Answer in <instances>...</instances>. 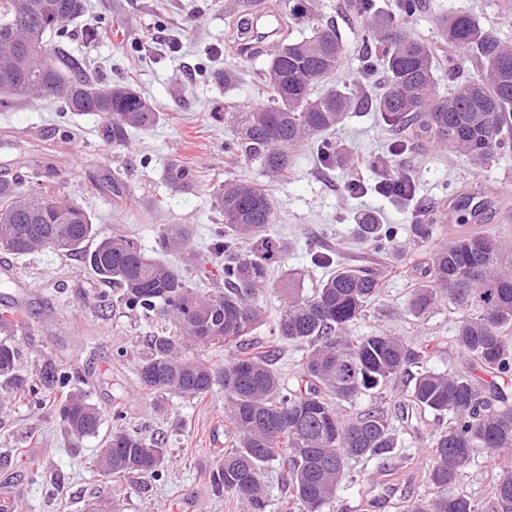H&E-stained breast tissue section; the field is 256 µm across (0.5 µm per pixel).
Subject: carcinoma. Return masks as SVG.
I'll return each instance as SVG.
<instances>
[{
  "label": "carcinoma",
  "instance_id": "1",
  "mask_svg": "<svg viewBox=\"0 0 512 512\" xmlns=\"http://www.w3.org/2000/svg\"><path fill=\"white\" fill-rule=\"evenodd\" d=\"M48 2L0 0V107L58 97L74 114H100L103 137L114 143L131 130L156 125L160 112L151 103L126 84L104 86L84 75L82 65L54 41L67 34L65 23L86 12V0H55L56 13L45 9ZM315 2L288 0V11L281 14L284 36L265 69L267 101L250 110L227 105L224 125L231 137L224 152L278 177L300 143L316 144L326 162L336 157L329 135L349 113L364 110L380 113L395 136V153L426 137L483 166L512 147V44L493 30L466 13L438 15L440 44L450 51L470 50L479 70L476 79H459L448 68L450 89L440 94L435 49L408 29L421 0H397L396 10L385 13L374 11V0H354V11L365 15L361 70L382 71L383 87L369 98L356 84L317 94L315 86L335 75L345 46ZM300 24L311 35L295 39L291 32ZM165 178L175 192L191 187L197 175L170 162ZM214 198L224 218L214 244L224 287L207 293L193 287L194 274L207 260L192 246L187 225H164L159 233L163 251L179 255L180 263L150 257L130 235L100 234L87 210L63 198L58 182L45 173L28 183L0 177V247L19 255L79 254L97 279L119 291L128 310L167 323L146 338L137 376L149 394L160 397L194 399L217 387L224 391V418L235 439L211 471L215 496L231 494L247 503L249 512H267L263 468L276 462L288 489L283 512H323L350 476L348 461L396 458L387 411L371 405L349 416L346 406L373 398L408 373L409 401L433 415L438 426L428 471L436 495L408 505L406 512H512V469L499 472L483 503L451 491L476 449L485 450L494 469L496 459L512 455V402L494 382L512 377V244L469 228L438 239L433 202L421 203L411 224L414 245L424 249V257L412 266L416 287L408 312L421 319L444 300L452 304L459 313L454 343L489 381L470 371L422 368L421 352L383 331L352 335L351 326L366 317L382 288L379 275L367 268L339 266L310 295L303 294L297 273H288L272 337L254 347L247 336L263 318L256 294L268 285L269 270L281 266L289 244L272 230L274 202L260 185L228 178ZM354 221L375 249H397L394 226L371 213ZM309 255L315 265L334 264L332 253L315 240ZM217 341L233 347L221 367L202 354ZM281 342L303 352L295 387L280 381ZM0 381L34 407L52 393H64L60 418L73 447L98 435L102 413L77 373L50 359L38 372L25 373L18 348L6 339L0 341ZM112 420L115 427L99 458L104 472L130 480L145 474L162 478L167 464L162 443L127 429L119 410Z\"/></svg>",
  "mask_w": 512,
  "mask_h": 512
}]
</instances>
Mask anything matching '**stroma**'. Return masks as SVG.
<instances>
[{"instance_id":"stroma-1","label":"stroma","mask_w":512,"mask_h":512,"mask_svg":"<svg viewBox=\"0 0 512 512\" xmlns=\"http://www.w3.org/2000/svg\"><path fill=\"white\" fill-rule=\"evenodd\" d=\"M242 6L243 0H88L85 14L67 25L68 52L101 82H130L157 106L159 122L112 144L100 137L98 114L75 115L56 101L27 100L0 110V173L25 179L35 164L52 167L62 191L88 209L102 232L133 236L152 257L160 254L158 231L165 224L189 225L196 249L210 251L222 222L212 191L224 179L265 186L276 210L273 230L290 250L256 297L265 321L250 334L251 342L269 338L279 288L289 273L302 272L308 293L325 278L326 268L313 265L307 250L317 238L336 262L384 273L376 308L353 326L354 334L383 330L422 349L425 366L434 371L467 370L452 342L457 310L444 303L426 319L409 315L413 277L399 266V253L361 241L353 215L376 211L381 223L397 227L406 246L416 200L433 197L441 201L439 224L479 226L512 240V151L478 168L422 140L391 159L413 185V199L403 202L376 190L379 177L371 167L325 163L308 145L293 150L285 174L271 179L259 165L225 153L224 123L216 118L229 104L245 109L265 102L264 59L242 58L224 42L227 17ZM319 9L334 21L346 47L332 84L356 81L375 95L379 76L359 75V18L346 0H319ZM445 11L471 14L512 43V0H424L409 22L411 33L436 42V17ZM227 70L236 75L230 86L219 78ZM334 138L342 152L373 157L388 152L391 136L378 113L357 112ZM173 160L198 175L192 189L175 195L164 181ZM112 181L121 196L98 194L100 184ZM4 265L13 274L0 275V310L18 307L26 318L15 336L22 366L32 372L50 358L78 371L104 413L99 436L75 450L60 420L61 399L35 409L0 389V497L10 496L14 512H87L94 501L119 503L122 512H247L237 497L214 496L209 484L233 439L223 391L190 400L173 396L158 405L136 374L149 322L127 316L117 304L103 308L100 297L112 287L90 275L80 256H21L0 249ZM410 389L408 377H400L380 401L397 436V474L387 475L375 459L351 463L362 478L340 485L329 512H403L404 505L431 495L433 418L411 409ZM117 409L128 428L164 440L168 464L162 480L146 476L130 485L97 472V450L112 431Z\"/></svg>"}]
</instances>
